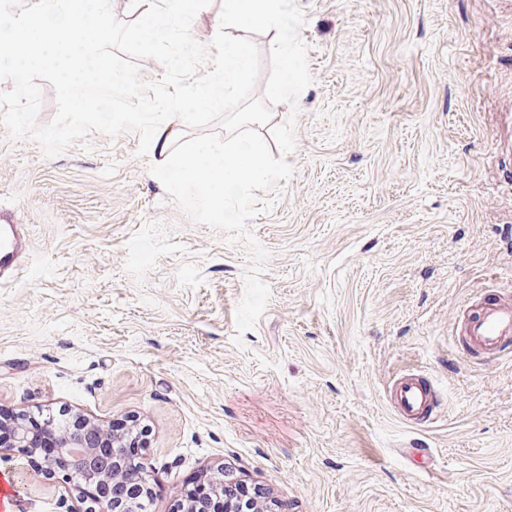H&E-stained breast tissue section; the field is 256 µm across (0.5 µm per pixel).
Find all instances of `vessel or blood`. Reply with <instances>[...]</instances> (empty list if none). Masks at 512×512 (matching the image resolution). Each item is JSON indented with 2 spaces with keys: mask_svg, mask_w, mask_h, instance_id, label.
Returning a JSON list of instances; mask_svg holds the SVG:
<instances>
[{
  "mask_svg": "<svg viewBox=\"0 0 512 512\" xmlns=\"http://www.w3.org/2000/svg\"><path fill=\"white\" fill-rule=\"evenodd\" d=\"M27 247L23 225L0 224V279L13 277ZM473 349L499 361L512 358V299L493 296L465 322ZM391 404L405 424L424 427L442 413L445 393L437 382L412 372L396 378L390 389Z\"/></svg>",
  "mask_w": 512,
  "mask_h": 512,
  "instance_id": "obj_1",
  "label": "vessel or blood"
}]
</instances>
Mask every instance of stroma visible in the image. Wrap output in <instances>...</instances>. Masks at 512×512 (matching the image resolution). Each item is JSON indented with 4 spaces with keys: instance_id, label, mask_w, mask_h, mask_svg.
<instances>
[{
    "instance_id": "obj_1",
    "label": "stroma",
    "mask_w": 512,
    "mask_h": 512,
    "mask_svg": "<svg viewBox=\"0 0 512 512\" xmlns=\"http://www.w3.org/2000/svg\"><path fill=\"white\" fill-rule=\"evenodd\" d=\"M312 83L294 168L249 223L271 291L236 311L245 243L197 224L138 136L46 155L0 126V220L29 249L0 283V411L145 428L151 512L217 464L283 512H512V359L464 340L481 289L512 297V0H296ZM448 394L418 431L387 387ZM428 449L423 467L405 456ZM8 512H78L9 451Z\"/></svg>"
}]
</instances>
